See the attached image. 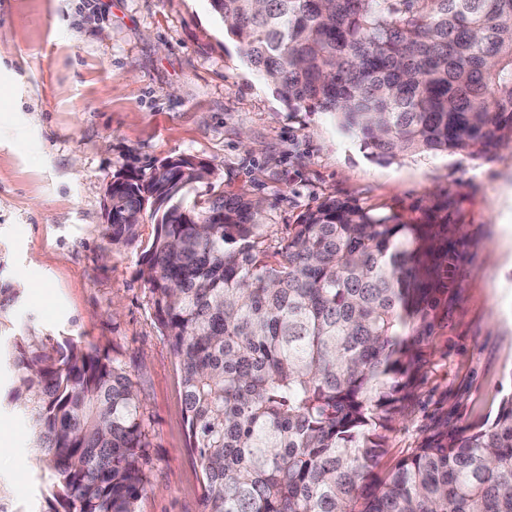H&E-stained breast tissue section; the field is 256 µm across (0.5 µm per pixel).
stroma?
Instances as JSON below:
<instances>
[{"label": "stroma", "mask_w": 512, "mask_h": 512, "mask_svg": "<svg viewBox=\"0 0 512 512\" xmlns=\"http://www.w3.org/2000/svg\"><path fill=\"white\" fill-rule=\"evenodd\" d=\"M189 156L265 202L266 244L326 197L447 230L426 356L376 471L426 436L490 423L512 394V146L367 157L323 112L290 111L209 0H0V285L28 280L15 332L95 347L130 374L152 448L138 512H202L177 359L138 270L155 226L113 246L106 189ZM0 367V512H54L28 416Z\"/></svg>", "instance_id": "obj_1"}]
</instances>
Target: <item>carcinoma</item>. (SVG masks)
I'll use <instances>...</instances> for the list:
<instances>
[{"instance_id":"carcinoma-1","label":"carcinoma","mask_w":512,"mask_h":512,"mask_svg":"<svg viewBox=\"0 0 512 512\" xmlns=\"http://www.w3.org/2000/svg\"><path fill=\"white\" fill-rule=\"evenodd\" d=\"M294 111L327 112L378 159L485 158L512 143V0H210ZM163 160L112 180V244L156 233L141 274L178 359L203 512H512V396L493 421L424 438L375 478L441 287L438 232L334 196L265 247L264 208L194 195ZM20 299L0 288V329ZM65 512H138L151 440L120 365L30 331L5 350Z\"/></svg>"}]
</instances>
